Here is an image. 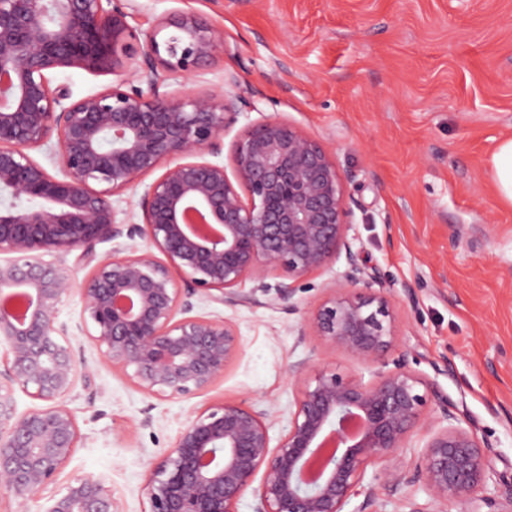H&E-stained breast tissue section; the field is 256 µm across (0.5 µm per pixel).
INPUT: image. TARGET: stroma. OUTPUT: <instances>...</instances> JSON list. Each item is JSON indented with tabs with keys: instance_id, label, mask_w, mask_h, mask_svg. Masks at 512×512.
I'll return each mask as SVG.
<instances>
[{
	"instance_id": "obj_1",
	"label": "stroma",
	"mask_w": 512,
	"mask_h": 512,
	"mask_svg": "<svg viewBox=\"0 0 512 512\" xmlns=\"http://www.w3.org/2000/svg\"><path fill=\"white\" fill-rule=\"evenodd\" d=\"M148 31L175 11L224 32V53L175 78L186 92L246 104L220 157L249 127L283 119L322 143L344 178L355 250L380 277L401 331L392 359L436 383L490 446L486 494L512 504V205L490 159L512 139V0H119ZM237 85H230L229 75ZM345 259L297 282L306 306L342 283ZM200 316L232 320L242 351L206 392L151 395L107 363L70 294L58 321L88 374L66 398L81 440L56 482L102 480L116 512H149L150 465L196 412L226 402L273 408L272 441L286 434L299 390L317 369L371 380L373 369L315 336L299 314L206 298ZM301 365L297 376L289 366Z\"/></svg>"
}]
</instances>
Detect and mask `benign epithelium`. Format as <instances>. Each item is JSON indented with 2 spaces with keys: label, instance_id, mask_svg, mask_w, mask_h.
<instances>
[{
  "label": "benign epithelium",
  "instance_id": "benign-epithelium-1",
  "mask_svg": "<svg viewBox=\"0 0 512 512\" xmlns=\"http://www.w3.org/2000/svg\"><path fill=\"white\" fill-rule=\"evenodd\" d=\"M103 2L0 0V255H11L0 263V293L23 307L18 314L0 305V487L22 500L48 490L80 441L63 399L81 368L57 324L73 290L105 360L131 371L140 390L172 396L208 390L241 351L234 324L192 314L193 298L235 308L260 291L265 305L301 312L299 335L380 371L366 382L317 370L275 446L268 408L223 402L196 413L149 467L150 512H236L249 489L256 512H343L370 467L389 493L405 483L402 450L418 434L413 480L434 512L491 504L483 495L493 468L488 444L436 384L400 362L385 369L401 323L353 250L343 177L329 151L284 120H266L234 142L230 179L202 156L224 151L241 97L177 100L167 90L224 53V33L174 12L142 42L127 13ZM72 68L123 78L74 100L50 78ZM50 142L59 177L30 154ZM165 162L161 176L144 182ZM139 186L141 221L127 222L112 197ZM123 237L147 247L95 260L97 243ZM75 250L96 261L79 286L64 261ZM342 256L345 283L299 308L292 281ZM272 272L290 282L267 283ZM248 279L256 286L245 292ZM17 387L46 406L16 413ZM47 502L45 512H113L112 490L87 476Z\"/></svg>",
  "mask_w": 512,
  "mask_h": 512
}]
</instances>
